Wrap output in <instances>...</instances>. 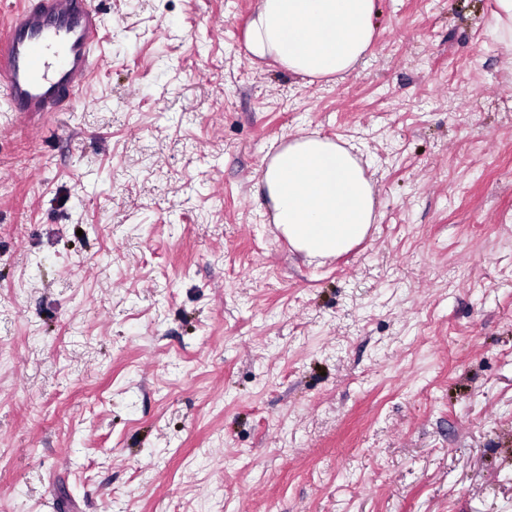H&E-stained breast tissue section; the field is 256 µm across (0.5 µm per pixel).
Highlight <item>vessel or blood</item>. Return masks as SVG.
<instances>
[{"mask_svg":"<svg viewBox=\"0 0 512 512\" xmlns=\"http://www.w3.org/2000/svg\"><path fill=\"white\" fill-rule=\"evenodd\" d=\"M102 20L95 0H23L0 27V99L23 119L64 112L97 64Z\"/></svg>","mask_w":512,"mask_h":512,"instance_id":"obj_1","label":"vessel or blood"}]
</instances>
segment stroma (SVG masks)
Here are the masks:
<instances>
[{"label":"stroma","mask_w":512,"mask_h":512,"mask_svg":"<svg viewBox=\"0 0 512 512\" xmlns=\"http://www.w3.org/2000/svg\"><path fill=\"white\" fill-rule=\"evenodd\" d=\"M257 0H104L93 80L0 113V512H512V54L496 0H377L357 68ZM347 143L377 224L295 250L262 177ZM246 44L293 74L351 72L369 50L375 0H257Z\"/></svg>","instance_id":"obj_1"}]
</instances>
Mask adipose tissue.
I'll return each instance as SVG.
<instances>
[{"label":"adipose tissue","instance_id":"ef3b65f1","mask_svg":"<svg viewBox=\"0 0 512 512\" xmlns=\"http://www.w3.org/2000/svg\"><path fill=\"white\" fill-rule=\"evenodd\" d=\"M375 0H258L246 44L294 74L351 72L369 50ZM273 220L299 251H349L377 221L376 191L350 149L315 135L280 149L263 174Z\"/></svg>","mask_w":512,"mask_h":512}]
</instances>
